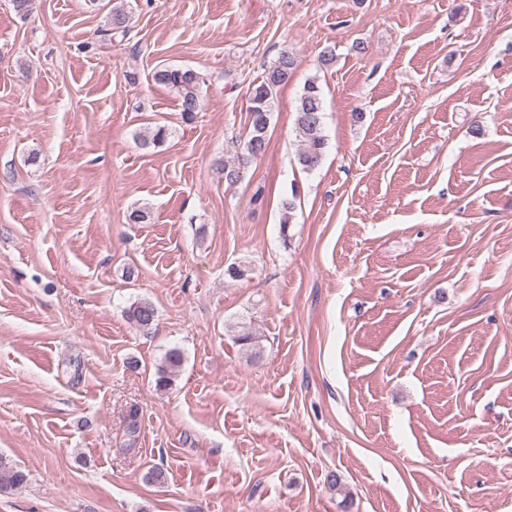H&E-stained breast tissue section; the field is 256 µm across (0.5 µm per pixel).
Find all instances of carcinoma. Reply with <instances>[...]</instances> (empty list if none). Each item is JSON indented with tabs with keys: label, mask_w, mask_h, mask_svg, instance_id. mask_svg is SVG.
Instances as JSON below:
<instances>
[{
	"label": "carcinoma",
	"mask_w": 512,
	"mask_h": 512,
	"mask_svg": "<svg viewBox=\"0 0 512 512\" xmlns=\"http://www.w3.org/2000/svg\"><path fill=\"white\" fill-rule=\"evenodd\" d=\"M127 15L121 8L112 9L107 27L101 29V38L110 41L117 36H126ZM294 57L288 50H283L277 61L265 71L263 79L252 85L249 94V131L240 153L229 161L220 163L219 170L224 180L229 183L239 181L249 162L264 154L268 147V131L271 120L274 95L278 89L291 79ZM154 82L173 91L178 98L180 112L185 120L191 121L200 108V93L205 77L190 68L163 67L153 73ZM294 127L301 142L298 163L309 172L317 169L323 160L326 139L323 135V96L316 80L308 81L300 96L295 111ZM169 132L164 126H158L140 135L142 145L158 146L166 142ZM298 190L292 189L291 197L282 202L281 232L288 233V226L293 223V212ZM126 317L134 327L142 332L153 329L157 312L153 303L140 299L133 302L125 311ZM183 355L178 349L169 350L162 365L157 370L156 385L160 389L171 386L181 371ZM27 483V474L0 460V491L14 489Z\"/></svg>",
	"instance_id": "carcinoma-1"
}]
</instances>
